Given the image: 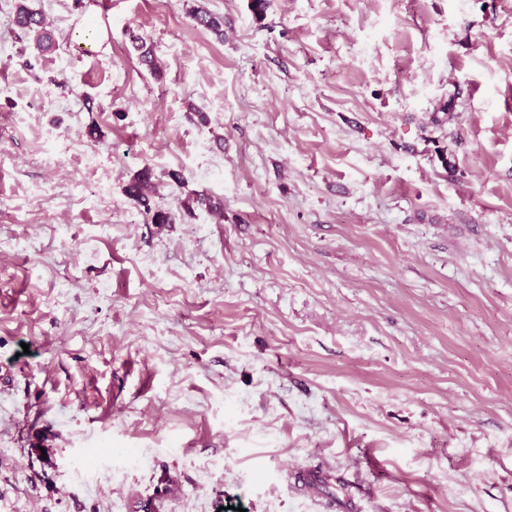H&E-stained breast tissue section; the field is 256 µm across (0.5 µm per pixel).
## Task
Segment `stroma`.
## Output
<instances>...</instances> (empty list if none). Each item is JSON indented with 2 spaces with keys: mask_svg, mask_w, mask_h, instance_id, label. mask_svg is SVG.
<instances>
[{
  "mask_svg": "<svg viewBox=\"0 0 512 512\" xmlns=\"http://www.w3.org/2000/svg\"><path fill=\"white\" fill-rule=\"evenodd\" d=\"M27 3L55 43L0 0V512H129L163 471L159 512H512V0ZM26 0H22L13 16V24L24 34H33L36 46L41 51H47L52 45L51 34L46 28V18L42 11L29 8ZM152 187V173L150 169L144 168L135 175L132 181L127 185V195L143 210L151 215V221L154 224H171L173 217L169 212L162 210H153V196L151 195Z\"/></svg>",
  "mask_w": 512,
  "mask_h": 512,
  "instance_id": "1",
  "label": "stroma"
}]
</instances>
